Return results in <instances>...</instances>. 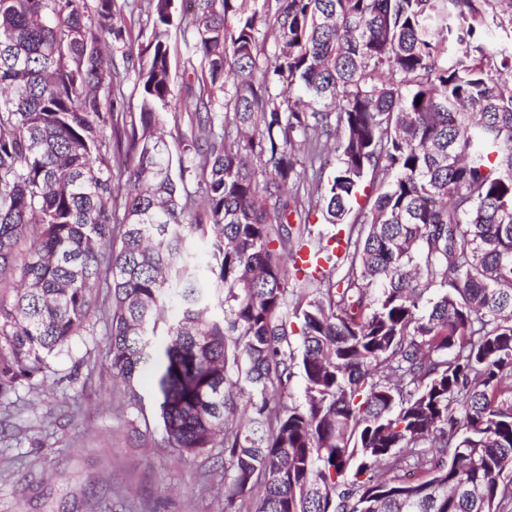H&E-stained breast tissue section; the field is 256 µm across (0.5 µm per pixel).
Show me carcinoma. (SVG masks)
<instances>
[{
    "mask_svg": "<svg viewBox=\"0 0 512 512\" xmlns=\"http://www.w3.org/2000/svg\"><path fill=\"white\" fill-rule=\"evenodd\" d=\"M126 5L0 0V400L100 321L224 512H512V0H148L129 126ZM131 8H125L123 13L122 25L125 26L126 29V47L132 43H137L140 41V36L147 32V11H148V2L147 0H136ZM134 7V8H133ZM133 10L131 11V9ZM126 47H122V44H116L112 46L114 60L118 66L119 72L121 73L122 86L121 93L123 99L121 100V105L118 104V109L116 112H121L120 121H126L127 124H130L131 120L138 121L139 112H140V95L137 86H135V77L133 73H130L127 77H125L123 62H122V51L126 49Z\"/></svg>",
    "mask_w": 512,
    "mask_h": 512,
    "instance_id": "1",
    "label": "carcinoma"
}]
</instances>
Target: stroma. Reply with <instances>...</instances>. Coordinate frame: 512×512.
<instances>
[{"label":"stroma","mask_w":512,"mask_h":512,"mask_svg":"<svg viewBox=\"0 0 512 512\" xmlns=\"http://www.w3.org/2000/svg\"><path fill=\"white\" fill-rule=\"evenodd\" d=\"M104 326L75 340L46 379L0 405V512H222L224 488H203L205 458L140 439L156 412L152 374L139 381L142 412L121 408Z\"/></svg>","instance_id":"stroma-1"}]
</instances>
